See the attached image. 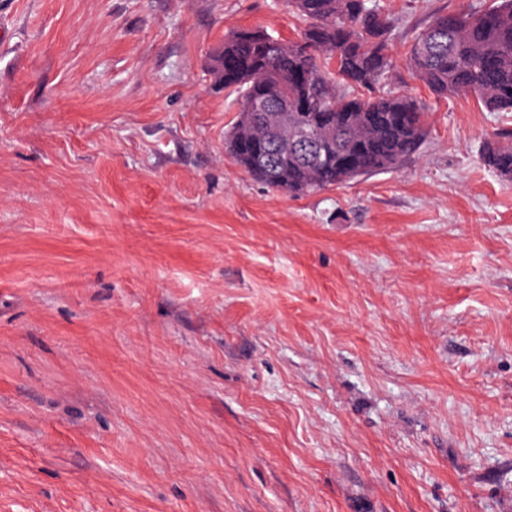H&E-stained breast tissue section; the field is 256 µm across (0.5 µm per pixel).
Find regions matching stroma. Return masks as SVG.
Returning <instances> with one entry per match:
<instances>
[{
    "label": "stroma",
    "mask_w": 512,
    "mask_h": 512,
    "mask_svg": "<svg viewBox=\"0 0 512 512\" xmlns=\"http://www.w3.org/2000/svg\"><path fill=\"white\" fill-rule=\"evenodd\" d=\"M398 16L392 170L301 196L224 151L286 0H0V512H512V112L437 98ZM482 161L502 178L512 179V146L489 142L484 149Z\"/></svg>",
    "instance_id": "obj_1"
}]
</instances>
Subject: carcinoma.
<instances>
[{
	"label": "carcinoma",
	"instance_id": "carcinoma-1",
	"mask_svg": "<svg viewBox=\"0 0 512 512\" xmlns=\"http://www.w3.org/2000/svg\"><path fill=\"white\" fill-rule=\"evenodd\" d=\"M305 21L297 39L239 29L224 38V56L236 70L224 88L240 95L241 109L224 147L252 178L288 195H304L393 169L426 135L422 108L406 96L377 95L376 85L394 62L387 37L398 18L376 0H288ZM415 75L437 96L470 94L491 112L512 111V0L483 12L438 14L415 37L407 57ZM308 76V85L293 77ZM265 87L276 107L288 106V123L261 122L249 110L250 94ZM322 120L323 136L310 148L270 162L239 145L252 137L264 153L293 144L295 128ZM482 161L512 179V146L487 143Z\"/></svg>",
	"mask_w": 512,
	"mask_h": 512
}]
</instances>
